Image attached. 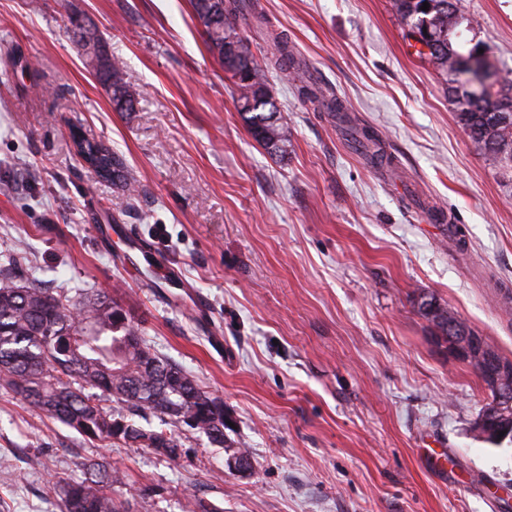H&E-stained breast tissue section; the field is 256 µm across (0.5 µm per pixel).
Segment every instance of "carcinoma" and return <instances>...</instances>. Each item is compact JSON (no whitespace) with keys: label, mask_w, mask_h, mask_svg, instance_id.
Returning a JSON list of instances; mask_svg holds the SVG:
<instances>
[{"label":"carcinoma","mask_w":512,"mask_h":512,"mask_svg":"<svg viewBox=\"0 0 512 512\" xmlns=\"http://www.w3.org/2000/svg\"><path fill=\"white\" fill-rule=\"evenodd\" d=\"M425 1L429 4L426 11L421 9ZM222 2L224 19L207 35V47L218 52L217 59L231 73L239 112L254 139L268 152L282 153L288 143V123L272 96H256L255 85L267 84V76L247 38L238 32L245 12H251L259 23L266 18L254 3ZM395 8L409 27L423 17L438 27L441 48L430 57L448 75V97L458 122L490 160L498 163L512 158V141L498 147L500 135L492 124L493 108L512 99V85H490L480 95H471L461 89L449 62L464 51L462 30L474 28V19L461 14L452 0H395ZM268 39L274 49L269 66L290 79L300 63L288 37L271 32ZM77 42L99 63V79L112 91V99L136 96V90L124 81L119 63L94 32L84 30ZM298 91L325 112L343 110L336 97L313 85H302ZM76 149L112 164V171H117L119 161L102 145L85 140ZM0 383L91 442L120 440L177 461L181 453L176 431L186 426L204 433L211 444L224 447V431L210 424L212 416H224V406L177 364L156 355L141 327L123 322L112 300L102 294L71 296L21 286L0 270ZM144 411L159 416L164 427L146 431L126 416ZM84 468L85 478L79 482L60 478L52 483L50 492L60 498L62 512H129L112 494L115 486L123 484L120 472L92 460Z\"/></svg>","instance_id":"cac0c4a2"}]
</instances>
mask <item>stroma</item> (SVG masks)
<instances>
[{"label":"stroma","instance_id":"35a3bbf8","mask_svg":"<svg viewBox=\"0 0 512 512\" xmlns=\"http://www.w3.org/2000/svg\"><path fill=\"white\" fill-rule=\"evenodd\" d=\"M257 4L349 117L270 74L280 156L249 133L190 0H0V268L112 298L223 405L228 442L179 430L172 464L84 441L0 386V512H61L50 482L91 459L125 473L114 493L136 512L194 497L219 512H512V443L475 431L483 384L419 311L436 299L512 360V167L470 140L394 0ZM459 6L512 81V0ZM73 16L121 62L134 111H114ZM75 130L116 155L135 196L84 166ZM237 446L250 473L227 466Z\"/></svg>","mask_w":512,"mask_h":512}]
</instances>
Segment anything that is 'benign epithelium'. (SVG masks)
Returning a JSON list of instances; mask_svg holds the SVG:
<instances>
[{
    "label": "benign epithelium",
    "mask_w": 512,
    "mask_h": 512,
    "mask_svg": "<svg viewBox=\"0 0 512 512\" xmlns=\"http://www.w3.org/2000/svg\"><path fill=\"white\" fill-rule=\"evenodd\" d=\"M454 66L471 78L465 89L474 93L493 79L486 53L474 48L470 53L455 59ZM457 317L448 314V353L456 359L471 364L478 373L485 390L487 402L475 423L476 432L490 441L512 438V362L504 361L485 339L475 333L453 335Z\"/></svg>",
    "instance_id": "7a95c632"
}]
</instances>
